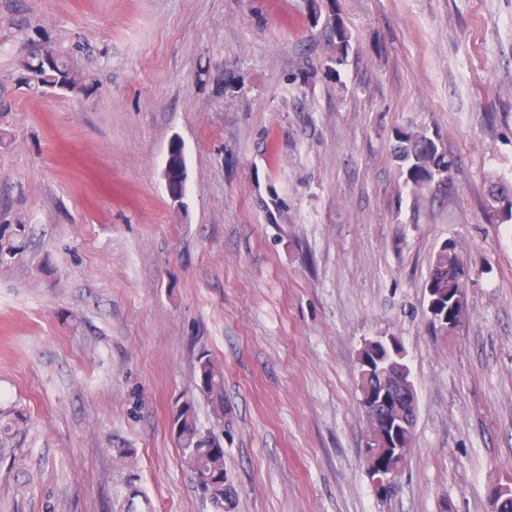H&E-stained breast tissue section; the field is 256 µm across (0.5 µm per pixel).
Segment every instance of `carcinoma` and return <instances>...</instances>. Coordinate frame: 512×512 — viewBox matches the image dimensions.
<instances>
[{"label": "carcinoma", "instance_id": "obj_1", "mask_svg": "<svg viewBox=\"0 0 512 512\" xmlns=\"http://www.w3.org/2000/svg\"><path fill=\"white\" fill-rule=\"evenodd\" d=\"M332 21L336 37L335 65L341 66L347 57L349 36L338 18L334 17ZM21 65L27 73V86L31 89L73 93L84 87L83 72L58 51L46 49L37 56L21 60ZM398 142L395 154L406 164V183L414 191L422 192L435 178L448 173L452 162L446 159L431 138L424 134L402 133ZM493 197L498 203L501 222L512 221V190L503 186ZM24 249L23 238L0 232V265L11 263ZM464 273V259L455 252L453 245L443 244L430 265L425 281V288L431 290L441 308L453 303L456 294L465 287ZM196 375L197 389L207 399L213 415L220 421L224 420L223 368L211 354L202 350L197 355ZM169 426L181 463L192 474L197 488L217 508H224V502L232 498V488L227 484L224 470V441L221 435L200 425L195 398L182 397L172 406Z\"/></svg>", "mask_w": 512, "mask_h": 512}]
</instances>
